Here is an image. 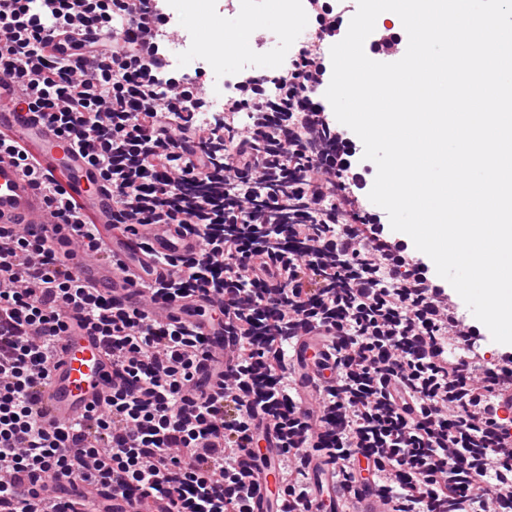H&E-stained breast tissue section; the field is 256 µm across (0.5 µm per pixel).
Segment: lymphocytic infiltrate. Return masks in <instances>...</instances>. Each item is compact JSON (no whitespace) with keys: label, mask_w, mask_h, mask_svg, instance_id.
<instances>
[{"label":"lymphocytic infiltrate","mask_w":512,"mask_h":512,"mask_svg":"<svg viewBox=\"0 0 512 512\" xmlns=\"http://www.w3.org/2000/svg\"><path fill=\"white\" fill-rule=\"evenodd\" d=\"M314 38L292 52L275 96L243 80L200 123L199 79L167 74L161 0H0V75L25 105L87 148L112 188L116 224H172L199 252L159 256L168 303L202 294L235 343L220 390L193 324L114 304L81 283L26 225H0V512L13 487L49 467L77 475L59 512H112V492L144 491L173 512H251L240 456L273 426L283 512H323L309 450L337 461L344 489L375 486L385 512H512V352L477 365L481 330L448 286L369 209L372 167L316 96L330 71L319 40H340L353 0H307ZM104 35L93 72L42 50L45 31ZM91 321L127 376L104 409L41 427L63 312ZM321 329L335 378L302 410L290 344ZM458 354H449V346Z\"/></svg>","instance_id":"lymphocytic-infiltrate-1"}]
</instances>
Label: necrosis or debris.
Returning <instances> with one entry per match:
<instances>
[{
	"mask_svg": "<svg viewBox=\"0 0 512 512\" xmlns=\"http://www.w3.org/2000/svg\"><path fill=\"white\" fill-rule=\"evenodd\" d=\"M201 0H164L169 18L167 35L169 74L209 80L208 109L200 120H208L210 113L224 109V100L230 95L237 79L255 75L254 58L265 57L267 45L274 39L287 38L289 31L310 34L311 28L304 13L303 0H269L271 22L260 27L245 47H238L235 33L225 32V53L212 47L201 26L189 25L191 15L199 12Z\"/></svg>",
	"mask_w": 512,
	"mask_h": 512,
	"instance_id": "1",
	"label": "necrosis or debris"
}]
</instances>
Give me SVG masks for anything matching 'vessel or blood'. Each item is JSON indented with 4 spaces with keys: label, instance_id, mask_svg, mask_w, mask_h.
<instances>
[{
    "label": "vessel or blood",
    "instance_id": "b4317fda",
    "mask_svg": "<svg viewBox=\"0 0 512 512\" xmlns=\"http://www.w3.org/2000/svg\"><path fill=\"white\" fill-rule=\"evenodd\" d=\"M19 96L10 80L0 79V137L23 146L37 161L45 180L57 182L66 200L81 206L96 224L109 255L97 258L76 249L65 226L52 216L44 190L24 176L7 153L0 154V224L28 225L66 257L75 276L94 285L115 303L127 308L145 305L141 282H158L168 276L166 269L155 264V256L174 251L196 252L197 239L177 236L170 224L117 229L112 222V191L102 183L84 151L72 147L42 113L23 109L18 103ZM149 307L155 317L193 323L221 361L232 357L233 348L224 340V328L210 320L211 304L205 298L154 303ZM65 316L69 329L59 338L61 353L53 360L34 401L35 417L48 429L70 425L91 410L103 408L113 386L123 381L111 354L81 315L69 310ZM290 355L300 370L298 386L302 399L311 402L316 390L314 377H330L333 360L312 331L298 336ZM242 460L253 489L252 512H279V457L273 433H266L258 447L245 449ZM309 469L322 498L334 510L338 508L335 465L327 458L314 456ZM112 510L161 512L151 496L118 491L112 495Z\"/></svg>",
    "mask_w": 512,
    "mask_h": 512
}]
</instances>
